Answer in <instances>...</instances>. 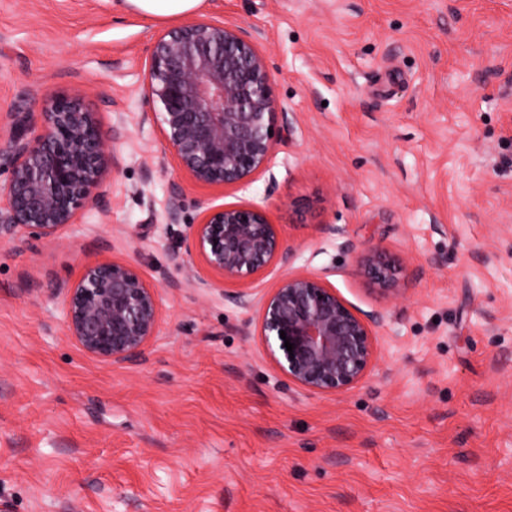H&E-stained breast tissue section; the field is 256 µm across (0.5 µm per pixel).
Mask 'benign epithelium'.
<instances>
[{
	"instance_id": "obj_1",
	"label": "benign epithelium",
	"mask_w": 512,
	"mask_h": 512,
	"mask_svg": "<svg viewBox=\"0 0 512 512\" xmlns=\"http://www.w3.org/2000/svg\"><path fill=\"white\" fill-rule=\"evenodd\" d=\"M146 91L155 107L165 151L197 185H237L266 165L288 130V113L276 111L272 79L256 40L239 27L199 20L158 35L151 49ZM9 178L0 186V243L25 234L56 239L95 199L115 165L95 113L80 99H53L39 119L24 112L0 141ZM200 218L169 255L184 280H197L200 258L223 282H238L286 267L292 250L266 213L246 205L197 201ZM184 193L173 184L169 223L182 218ZM358 271L391 296H402V267L377 247L356 255ZM67 298L68 336L86 355L113 364L144 354L159 319L155 288L129 263L92 261ZM224 298L249 308L244 291ZM259 336L289 381L316 393L347 391L366 376L373 358L375 318L354 311L322 279L285 273L257 301ZM286 338L280 337V332ZM294 344L287 351L285 342Z\"/></svg>"
}]
</instances>
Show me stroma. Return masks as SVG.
I'll return each mask as SVG.
<instances>
[{"mask_svg":"<svg viewBox=\"0 0 512 512\" xmlns=\"http://www.w3.org/2000/svg\"><path fill=\"white\" fill-rule=\"evenodd\" d=\"M257 36L289 132L243 185L163 158L145 91L149 22L116 0H0V129L78 92L117 165L58 239L0 245V512H512V0H207ZM184 223H169L173 183ZM266 211L289 268L379 318L366 377L288 381L259 311L221 278L177 285L197 200ZM336 225V233L325 230ZM382 248L406 292L355 252ZM130 263L159 321L143 356L90 358L58 285ZM358 271L377 285L378 290L391 296H402V267L387 259L377 247H369L356 255Z\"/></svg>","mask_w":512,"mask_h":512,"instance_id":"1","label":"stroma"}]
</instances>
